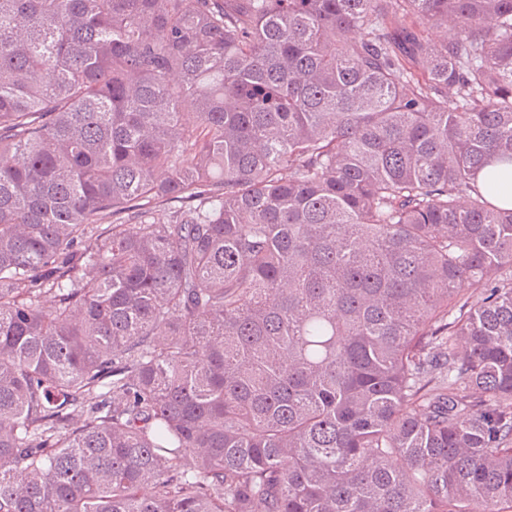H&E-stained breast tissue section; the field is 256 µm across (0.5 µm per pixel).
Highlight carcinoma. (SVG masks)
<instances>
[{
	"label": "carcinoma",
	"instance_id": "1",
	"mask_svg": "<svg viewBox=\"0 0 512 512\" xmlns=\"http://www.w3.org/2000/svg\"><path fill=\"white\" fill-rule=\"evenodd\" d=\"M490 166L512 0H0V512H512Z\"/></svg>",
	"mask_w": 512,
	"mask_h": 512
}]
</instances>
